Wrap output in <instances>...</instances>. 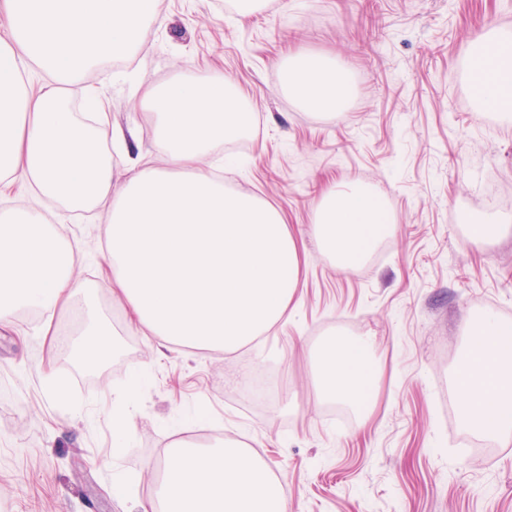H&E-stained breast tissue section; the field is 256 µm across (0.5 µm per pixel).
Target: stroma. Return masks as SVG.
Instances as JSON below:
<instances>
[{
    "instance_id": "obj_1",
    "label": "stroma",
    "mask_w": 512,
    "mask_h": 512,
    "mask_svg": "<svg viewBox=\"0 0 512 512\" xmlns=\"http://www.w3.org/2000/svg\"><path fill=\"white\" fill-rule=\"evenodd\" d=\"M154 47L106 65L112 124L137 120L150 154L152 116L140 86L221 72L255 121L230 159L232 191L279 210L302 247L288 314L263 341L204 356L158 352L129 330L101 279L103 211L49 218L84 254L93 293L55 318L53 357L38 323L0 333V512H128L158 478L170 444L239 438L284 484L287 512H512V434L472 446L455 371L465 329L485 310L512 323V228L479 240L474 221L500 216L512 195V121L476 110L466 76L472 41L491 24L512 31V0H264L238 17L234 0H158ZM324 55L348 70L343 115L306 110L282 83L289 53ZM371 185L389 214L384 258L343 272L322 250L312 215L331 187ZM104 319L116 347L86 369L68 349ZM375 338L372 403L361 411L314 401L313 357L328 339ZM147 374L125 400L133 368ZM52 378H45V369ZM66 401L50 400L51 379ZM131 423L115 436L110 409Z\"/></svg>"
}]
</instances>
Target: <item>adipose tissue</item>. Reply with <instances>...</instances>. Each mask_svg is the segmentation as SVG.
Returning <instances> with one entry per match:
<instances>
[{"label":"adipose tissue","mask_w":512,"mask_h":512,"mask_svg":"<svg viewBox=\"0 0 512 512\" xmlns=\"http://www.w3.org/2000/svg\"><path fill=\"white\" fill-rule=\"evenodd\" d=\"M156 0H0V195L23 182L35 202L0 212V329L21 310L42 316L46 348L56 315L81 295V257L62 226L39 206L72 209L108 201L104 273L129 329L173 351H233L262 337L288 311L301 254L281 214L246 193H232L211 166L213 150L253 124L223 75L174 77L146 87L161 165L127 154L134 126L116 128L125 179L97 124L74 112L68 92L85 72L150 50ZM51 74L29 87V66ZM467 72L480 110L512 117V32L490 28L472 43ZM283 83L311 110L344 112L352 94L346 70L312 54H292ZM387 216L374 191L330 189L313 214L316 233L337 266L350 270L375 244ZM374 337L329 341L316 355L317 402L365 408L374 377ZM468 355L457 371L461 421L482 434L512 432V323L484 315L468 329ZM277 475L234 438L203 447L175 441L159 487L137 512H285Z\"/></svg>","instance_id":"ef3b65f1"}]
</instances>
